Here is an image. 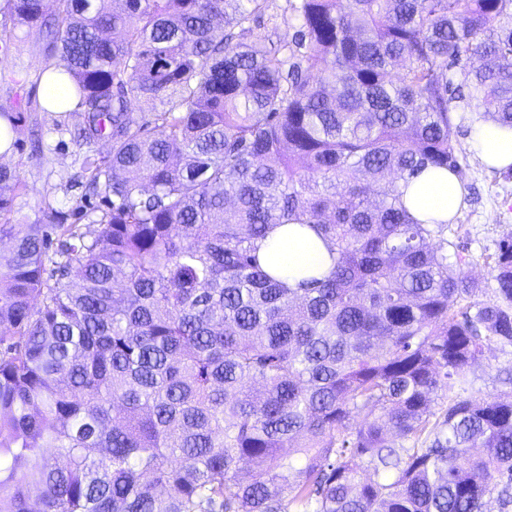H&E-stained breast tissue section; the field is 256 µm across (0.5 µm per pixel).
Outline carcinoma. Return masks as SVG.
<instances>
[{
  "mask_svg": "<svg viewBox=\"0 0 512 512\" xmlns=\"http://www.w3.org/2000/svg\"><path fill=\"white\" fill-rule=\"evenodd\" d=\"M56 3L11 16L111 148L96 228L10 223L0 164V512H509L512 395L468 376L512 347V236L481 300L400 182L463 177L458 109L512 128V0H296L246 44L268 0ZM284 224L329 276L266 271ZM292 17L287 9V0H272L269 2V8L263 16L260 28L253 26L252 32L240 33L239 42H250L253 34L262 33L266 35L272 34L273 40L283 37L288 32H292L290 26Z\"/></svg>",
  "mask_w": 512,
  "mask_h": 512,
  "instance_id": "carcinoma-1",
  "label": "carcinoma"
}]
</instances>
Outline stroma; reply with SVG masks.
<instances>
[{"label": "stroma", "instance_id": "stroma-1", "mask_svg": "<svg viewBox=\"0 0 512 512\" xmlns=\"http://www.w3.org/2000/svg\"><path fill=\"white\" fill-rule=\"evenodd\" d=\"M48 43L40 27L14 25L9 0H0V110L19 118L18 146L0 159L15 170L23 183L15 194L10 216L15 224L44 223L47 213L54 209L76 214L91 212L100 199L84 193L82 160L86 153L104 156L110 150L104 140L87 147L70 137V130L84 120V105L67 112H52L43 106L39 88L48 62ZM477 122V113L470 112L464 127L451 130L463 149L464 175L477 199L464 206L457 229L449 230L448 235L469 242L471 253L478 258L471 275L491 288L495 285V272L484 257L495 251L502 238L512 235V179L496 174L473 150L468 130ZM510 366L512 348L503 351L489 346L471 368L474 392L507 393L500 378L503 369Z\"/></svg>", "mask_w": 512, "mask_h": 512}]
</instances>
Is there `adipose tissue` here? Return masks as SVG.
<instances>
[{"label": "adipose tissue", "mask_w": 512, "mask_h": 512, "mask_svg": "<svg viewBox=\"0 0 512 512\" xmlns=\"http://www.w3.org/2000/svg\"><path fill=\"white\" fill-rule=\"evenodd\" d=\"M473 146L488 166H512V129L492 123L477 126ZM404 200L413 216L424 224H445L454 220L464 205L466 191L450 171H423L403 189ZM263 254H276L275 276L296 284L310 275L327 274L331 268L328 251L308 227L288 224L275 229L262 248Z\"/></svg>", "instance_id": "adipose-tissue-1"}]
</instances>
